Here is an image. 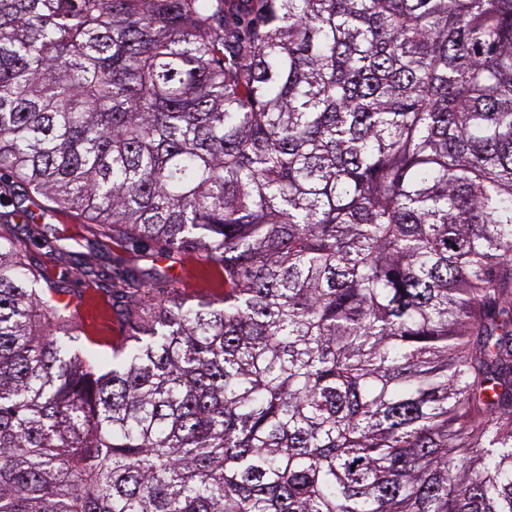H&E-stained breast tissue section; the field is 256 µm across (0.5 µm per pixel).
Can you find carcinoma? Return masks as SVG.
<instances>
[{
  "label": "carcinoma",
  "instance_id": "1",
  "mask_svg": "<svg viewBox=\"0 0 512 512\" xmlns=\"http://www.w3.org/2000/svg\"><path fill=\"white\" fill-rule=\"evenodd\" d=\"M0 512H512V0H0ZM40 224H48L50 237L62 238L74 246L79 254L74 256L77 261L89 260L103 264L109 257L112 243L105 237L101 228L94 224H86L78 215L70 212L52 210L45 211V216L38 220ZM93 225V226H92ZM110 248V249H109ZM173 263L165 258H158L155 264L161 268H168V273L176 281L161 284L164 296L180 298L195 303L198 300L209 299L222 293V288L211 276L208 265L195 255H185ZM110 282L89 283L72 279L71 288L78 290L73 299L77 304L76 319L70 332L78 335L76 347L81 351L90 347V340L107 356L112 355V343L126 336L129 325L124 317L112 309V296L108 292Z\"/></svg>",
  "mask_w": 512,
  "mask_h": 512
}]
</instances>
